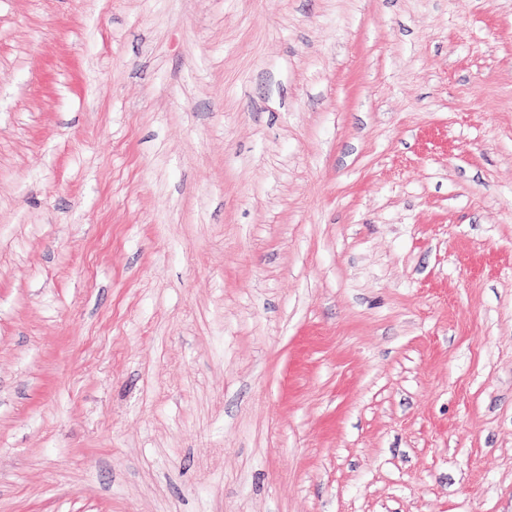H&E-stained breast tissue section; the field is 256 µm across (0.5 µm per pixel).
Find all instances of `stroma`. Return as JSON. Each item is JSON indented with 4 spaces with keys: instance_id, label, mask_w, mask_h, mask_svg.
Segmentation results:
<instances>
[{
    "instance_id": "1",
    "label": "stroma",
    "mask_w": 512,
    "mask_h": 512,
    "mask_svg": "<svg viewBox=\"0 0 512 512\" xmlns=\"http://www.w3.org/2000/svg\"><path fill=\"white\" fill-rule=\"evenodd\" d=\"M0 512H512V0H0Z\"/></svg>"
}]
</instances>
